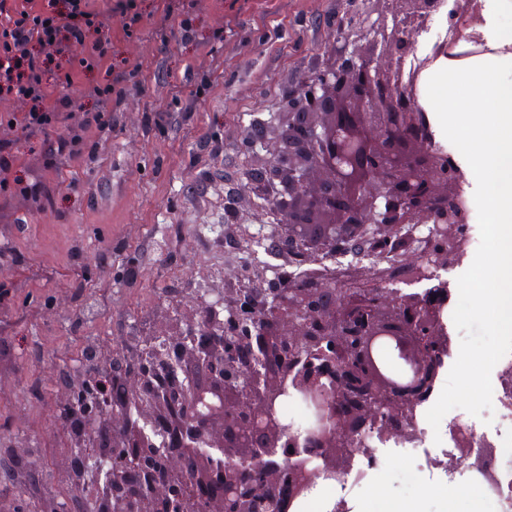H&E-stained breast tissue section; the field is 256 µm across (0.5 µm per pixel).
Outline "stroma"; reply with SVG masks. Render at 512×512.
I'll return each mask as SVG.
<instances>
[{
  "label": "stroma",
  "mask_w": 512,
  "mask_h": 512,
  "mask_svg": "<svg viewBox=\"0 0 512 512\" xmlns=\"http://www.w3.org/2000/svg\"><path fill=\"white\" fill-rule=\"evenodd\" d=\"M344 0H173L124 36L108 21L114 64L129 72L112 130L93 153L49 160L22 144L24 180L54 188L51 204L0 195V438L25 441L51 468L70 445L52 428L57 368L79 332L66 319L94 297L104 347L164 317L197 320L198 300L222 288L232 304L242 288L263 298L268 283L371 279L391 260L343 253L300 259L276 251V216L252 185L286 118V89L318 66ZM189 23L200 45L185 43ZM262 129L265 144L246 145ZM181 306H174V299ZM406 467L387 456L380 474L356 487L357 512H451L447 490L405 486Z\"/></svg>",
  "instance_id": "obj_1"
}]
</instances>
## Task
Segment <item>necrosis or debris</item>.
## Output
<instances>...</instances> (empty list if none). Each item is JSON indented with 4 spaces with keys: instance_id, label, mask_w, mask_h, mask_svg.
Returning a JSON list of instances; mask_svg holds the SVG:
<instances>
[{
    "instance_id": "obj_1",
    "label": "necrosis or debris",
    "mask_w": 512,
    "mask_h": 512,
    "mask_svg": "<svg viewBox=\"0 0 512 512\" xmlns=\"http://www.w3.org/2000/svg\"><path fill=\"white\" fill-rule=\"evenodd\" d=\"M457 202L465 229L448 255V265L466 269L471 263L479 226L474 190L464 172L459 175ZM491 380L493 427L483 426L469 414L458 413L435 431L426 420V407H418L411 438L384 440L375 432L367 437V451L357 456L358 473L368 476L378 472L383 452L407 455L412 459V466L406 472V480L413 486L431 483H445L453 488L465 486L479 498L489 500L491 512H512V354L495 365ZM462 431L471 438L470 458L464 464L456 455L457 435Z\"/></svg>"
}]
</instances>
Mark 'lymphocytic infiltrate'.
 I'll list each match as a JSON object with an SVG mask.
<instances>
[{
	"mask_svg": "<svg viewBox=\"0 0 512 512\" xmlns=\"http://www.w3.org/2000/svg\"><path fill=\"white\" fill-rule=\"evenodd\" d=\"M99 0H0V99L13 102L10 137H0V193L51 199L41 183H22L20 142H40L49 157L72 158L89 146L88 133L112 129V114L127 95L126 76L95 86L96 111L74 116L64 94L82 74L103 69L111 51Z\"/></svg>",
	"mask_w": 512,
	"mask_h": 512,
	"instance_id": "obj_1",
	"label": "lymphocytic infiltrate"
}]
</instances>
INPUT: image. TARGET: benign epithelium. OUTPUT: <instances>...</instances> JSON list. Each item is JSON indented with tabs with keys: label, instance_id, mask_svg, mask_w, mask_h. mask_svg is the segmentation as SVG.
<instances>
[{
	"label": "benign epithelium",
	"instance_id": "1",
	"mask_svg": "<svg viewBox=\"0 0 512 512\" xmlns=\"http://www.w3.org/2000/svg\"><path fill=\"white\" fill-rule=\"evenodd\" d=\"M463 14L448 5V28L429 54L408 36L437 15L443 0H377L362 37L336 34L323 69L290 96L288 123L255 186L277 183L268 200L284 225L288 254L363 253L369 234L404 243V261L357 283L377 296L343 294L331 278L271 283L257 304L248 291L224 307L205 303L191 332L165 323L145 343L153 369L112 366L122 393L92 417L112 430L108 450L66 454L60 484L88 495L90 512H290L322 482L352 468V448L378 428L401 434L430 396L448 351L442 313L448 282L437 271L448 252L430 242L462 223L455 161L431 145L413 87L395 81L465 56L480 37L482 0ZM433 283L425 295L388 293L380 282ZM309 419L285 421V398ZM27 454L12 445L10 471Z\"/></svg>",
	"mask_w": 512,
	"mask_h": 512
}]
</instances>
